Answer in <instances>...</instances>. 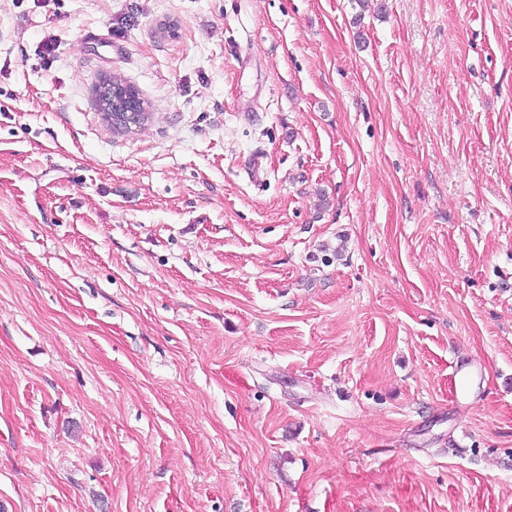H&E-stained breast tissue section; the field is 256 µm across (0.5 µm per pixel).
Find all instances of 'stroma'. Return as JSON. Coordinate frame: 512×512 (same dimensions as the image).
Segmentation results:
<instances>
[{
	"label": "stroma",
	"mask_w": 512,
	"mask_h": 512,
	"mask_svg": "<svg viewBox=\"0 0 512 512\" xmlns=\"http://www.w3.org/2000/svg\"><path fill=\"white\" fill-rule=\"evenodd\" d=\"M0 512H512V0H0ZM125 94L126 100H124ZM113 95L116 100L120 101L122 111L128 110L130 112L142 113L139 115V121L135 126L143 124L150 118L151 113L147 111L145 107L146 102L144 98L141 97L139 90L121 76L112 74V96ZM121 110L119 112H121Z\"/></svg>",
	"instance_id": "stroma-1"
}]
</instances>
